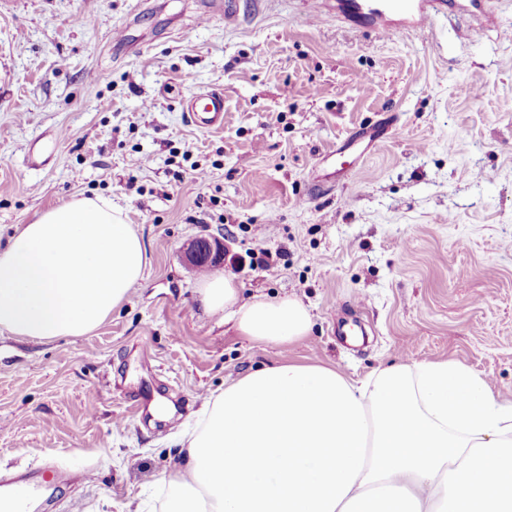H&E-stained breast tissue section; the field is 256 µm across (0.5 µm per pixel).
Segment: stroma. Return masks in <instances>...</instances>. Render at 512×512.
<instances>
[{
  "label": "stroma",
  "instance_id": "35a3bbf8",
  "mask_svg": "<svg viewBox=\"0 0 512 512\" xmlns=\"http://www.w3.org/2000/svg\"><path fill=\"white\" fill-rule=\"evenodd\" d=\"M204 2L0 0V246L101 197L148 259L86 335L0 332V471L38 470L32 512H163L204 402L288 357L352 377L451 360L512 400V0L497 29L452 9L393 37L317 0H239L230 21ZM212 88L224 126L202 130L178 101ZM374 123L389 136L335 178L331 152ZM52 130L53 162L29 169ZM219 234L214 273L244 302L296 297L310 336L265 344L203 310L184 249ZM142 386L168 426L134 416Z\"/></svg>",
  "mask_w": 512,
  "mask_h": 512
}]
</instances>
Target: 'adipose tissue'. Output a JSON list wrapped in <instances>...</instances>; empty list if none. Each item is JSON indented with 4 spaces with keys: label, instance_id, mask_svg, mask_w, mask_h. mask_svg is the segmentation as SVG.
Segmentation results:
<instances>
[{
    "label": "adipose tissue",
    "instance_id": "adipose-tissue-1",
    "mask_svg": "<svg viewBox=\"0 0 512 512\" xmlns=\"http://www.w3.org/2000/svg\"><path fill=\"white\" fill-rule=\"evenodd\" d=\"M145 247L110 201L75 198L20 225L0 249V331L82 336L127 298ZM205 312L253 340L312 330L296 298L239 300L203 278ZM168 480L167 512H512V401L452 361L391 364L364 377L288 359L251 370L204 404Z\"/></svg>",
    "mask_w": 512,
    "mask_h": 512
}]
</instances>
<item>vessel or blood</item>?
Masks as SVG:
<instances>
[{
  "label": "vessel or blood",
  "instance_id": "1",
  "mask_svg": "<svg viewBox=\"0 0 512 512\" xmlns=\"http://www.w3.org/2000/svg\"><path fill=\"white\" fill-rule=\"evenodd\" d=\"M470 26L494 24L495 13L490 0H469ZM445 0H338L336 11L349 23H356L358 16L368 18L369 29L392 35L401 32L424 33L431 22L445 14ZM181 108L188 121L202 129H217L224 125V93L213 89L185 97ZM383 135L382 129L368 128L350 135L335 150L336 157L358 155L361 146L372 145Z\"/></svg>",
  "mask_w": 512,
  "mask_h": 512
}]
</instances>
